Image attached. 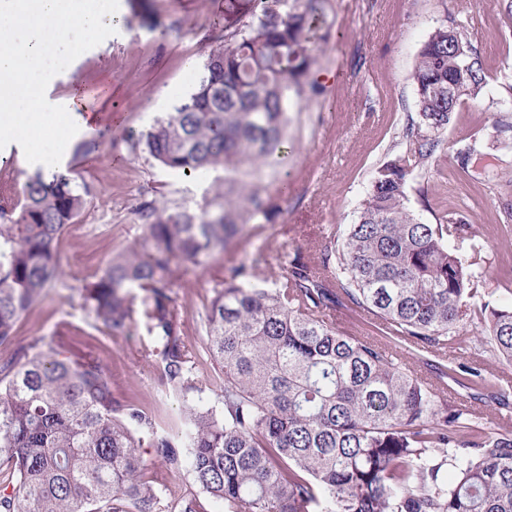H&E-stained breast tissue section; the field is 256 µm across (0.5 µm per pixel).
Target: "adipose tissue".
Returning a JSON list of instances; mask_svg holds the SVG:
<instances>
[{"instance_id": "ef3b65f1", "label": "adipose tissue", "mask_w": 512, "mask_h": 512, "mask_svg": "<svg viewBox=\"0 0 512 512\" xmlns=\"http://www.w3.org/2000/svg\"><path fill=\"white\" fill-rule=\"evenodd\" d=\"M120 20L117 10L103 11L81 0H0V137L20 141L30 127L50 122L63 142L75 125H88L89 116L79 114L77 106L54 107L32 84L49 78L54 66L43 33L56 29L63 44L72 32L95 36Z\"/></svg>"}]
</instances>
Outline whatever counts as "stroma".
<instances>
[{
    "label": "stroma",
    "instance_id": "obj_1",
    "mask_svg": "<svg viewBox=\"0 0 512 512\" xmlns=\"http://www.w3.org/2000/svg\"><path fill=\"white\" fill-rule=\"evenodd\" d=\"M119 7L122 23L107 44L72 38L43 87L60 106L81 96L94 124L64 144L53 125L42 126L39 160L0 139V165L11 164L17 181L39 169L69 167L90 188L84 211L58 243L64 277L17 322L14 341L0 351L9 355L41 341L65 359H96L117 398L142 405L169 431L187 401L167 391L157 364L140 357L145 335H110L83 308L80 290L113 255L139 241L142 204L157 199L197 209L224 180L220 170L186 177L164 168L128 138L171 111L194 83L220 42L224 0H144L138 7L119 0ZM326 19L329 36L314 45L312 86L288 111V162L254 177L275 206L271 220L247 225L206 266L178 270L173 297L180 335L197 353L196 369L213 379L203 393L211 401L220 373L204 352L206 313L230 268L261 250L281 271L286 257L309 253L330 226L354 221L377 166L406 148L403 130L417 115L410 74L418 50L450 19L464 24L487 84L478 98L457 106L435 152L410 176L409 205L430 224L445 212H461L471 231L460 252L483 274L477 302L512 305V222L503 209L512 199V133L498 128L501 120L512 121L498 104L503 85L512 82V17L494 0H328ZM467 147L499 158L503 187L478 183L461 168L457 153ZM462 334L465 343L454 357L496 369L512 398V365L492 355L474 325ZM139 454L146 478H163L172 498L196 492L190 472H168L150 445Z\"/></svg>",
    "mask_w": 512,
    "mask_h": 512
}]
</instances>
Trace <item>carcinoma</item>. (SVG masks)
<instances>
[{
	"label": "carcinoma",
	"mask_w": 512,
	"mask_h": 512,
	"mask_svg": "<svg viewBox=\"0 0 512 512\" xmlns=\"http://www.w3.org/2000/svg\"><path fill=\"white\" fill-rule=\"evenodd\" d=\"M326 2L224 0V39L135 145L182 174L283 166L288 106L314 63ZM411 79L419 122L405 129L406 151L377 167L354 223L295 254L269 287L255 282L261 253L224 278L207 312L206 351L224 375L214 402L180 337L176 272L204 265L273 207L229 178L199 210L143 205L142 244L84 286L83 306L114 336L145 331L141 357L158 360L169 391L197 400L180 429L160 433L141 406L114 396L94 359L39 344L1 357L0 512H168L167 486L144 478L141 433L168 471L188 468L199 487L174 512H512V430L487 432L438 395L449 376L469 389L496 385L485 368L444 360L478 293L474 264L448 244L470 225L459 212L425 223L407 197L435 135L486 85L464 27L435 28ZM85 204L69 168L20 185L0 179V347L63 277L57 242ZM341 307L425 353L426 373L336 323ZM473 314L511 365L512 308Z\"/></svg>",
	"instance_id": "1"
}]
</instances>
